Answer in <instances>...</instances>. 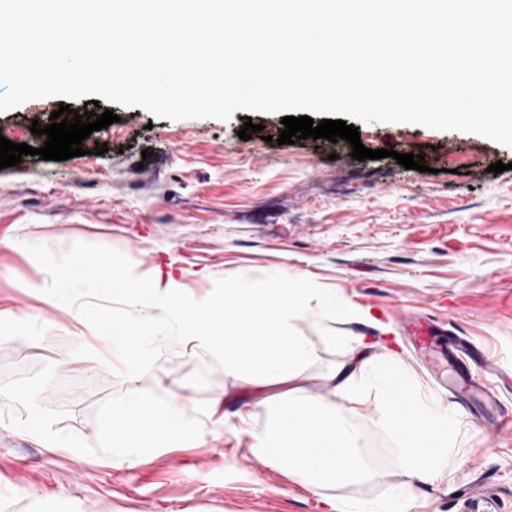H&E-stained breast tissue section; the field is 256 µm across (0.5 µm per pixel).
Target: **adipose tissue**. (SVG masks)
<instances>
[{
  "label": "adipose tissue",
  "instance_id": "1",
  "mask_svg": "<svg viewBox=\"0 0 512 512\" xmlns=\"http://www.w3.org/2000/svg\"><path fill=\"white\" fill-rule=\"evenodd\" d=\"M76 283L110 285L113 294L141 313L140 318L112 324L113 343L126 348L117 375L131 372L173 333H186L222 355L229 374L269 387L257 403L264 419L250 425L256 456L299 477L317 493L374 477L359 426L296 385L314 351L290 322L305 314L351 317L334 293L280 274L264 280L242 277L226 285L223 295L189 299L171 280L148 284L114 268L103 272L67 264L56 273L50 299L68 306V290ZM327 383L342 401L377 398L383 425L397 441L395 462L406 478L403 491L380 501L345 502L342 512H405L415 489L434 479L451 451L447 424L436 418V406L417 395L394 359L338 366ZM201 430V420L177 400L133 393L113 412L101 440L107 448H157L166 440L198 437Z\"/></svg>",
  "mask_w": 512,
  "mask_h": 512
}]
</instances>
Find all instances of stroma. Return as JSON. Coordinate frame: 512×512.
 Here are the masks:
<instances>
[{
	"mask_svg": "<svg viewBox=\"0 0 512 512\" xmlns=\"http://www.w3.org/2000/svg\"><path fill=\"white\" fill-rule=\"evenodd\" d=\"M60 104L37 98L0 113V135L42 147L30 127L47 125ZM99 107L120 120L92 132L82 156L26 155L0 169V310L11 313L0 322V512H329L300 478L252 453L241 419L255 413L258 391L227 374L219 355L173 339L147 373L121 378L111 343L93 334L133 309L108 289L88 297L79 284L72 307L48 301L57 264L105 253L145 282L172 274L198 297L282 271L336 292L354 318L313 314L290 325L315 351L306 388L361 428L377 470L336 489L342 498L375 499L405 478L376 404H338L329 373L392 352L430 397L404 317L428 315L469 337L484 350L471 374L494 393L500 424L482 427L441 401L455 446L406 512H460L458 493L475 483L512 512L511 147L459 130L359 124L368 148L423 155V173L390 157L352 159L342 139L277 144L278 113L170 120ZM248 119L264 131L244 141ZM99 142L107 153L94 154ZM499 161L508 170L490 172ZM16 320L25 335L14 339ZM132 391L203 413L202 434L176 448L102 447L101 428ZM54 437L68 447H50Z\"/></svg>",
	"mask_w": 512,
	"mask_h": 512,
	"instance_id": "obj_1",
	"label": "stroma"
}]
</instances>
